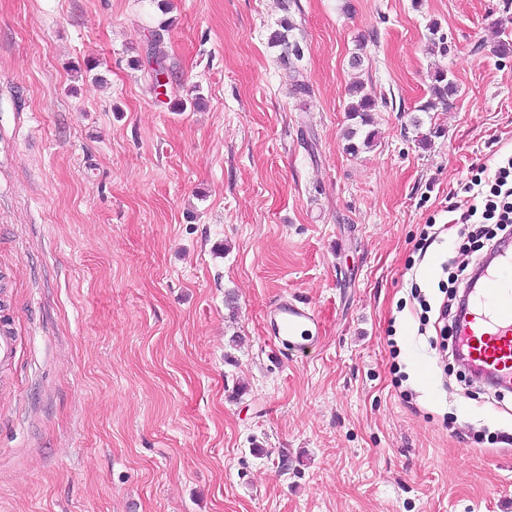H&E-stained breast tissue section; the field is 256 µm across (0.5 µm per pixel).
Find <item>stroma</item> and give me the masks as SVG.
<instances>
[{
  "mask_svg": "<svg viewBox=\"0 0 512 512\" xmlns=\"http://www.w3.org/2000/svg\"><path fill=\"white\" fill-rule=\"evenodd\" d=\"M501 40L512 0H0V512H512V387L434 347L463 187L512 153ZM432 98L420 106L422 112L434 111L437 103L449 101L458 91L457 83L449 76L447 70L436 71L432 77ZM347 95L351 99L347 105L350 119L359 118L361 126H370L373 122L371 112H374L376 108L375 98L365 91L364 84L361 82L352 85L348 89ZM269 333L274 343L287 344L292 350L303 353L308 341L321 331L319 313L309 303L280 297L267 310Z\"/></svg>",
  "mask_w": 512,
  "mask_h": 512,
  "instance_id": "35a3bbf8",
  "label": "stroma"
}]
</instances>
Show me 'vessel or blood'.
I'll return each mask as SVG.
<instances>
[{"label":"vessel or blood","instance_id":"vessel-or-blood-1","mask_svg":"<svg viewBox=\"0 0 512 512\" xmlns=\"http://www.w3.org/2000/svg\"><path fill=\"white\" fill-rule=\"evenodd\" d=\"M274 342L304 352L321 331L309 303L280 297L267 310ZM458 340L480 371L504 387L512 386V247L498 249L469 296Z\"/></svg>","mask_w":512,"mask_h":512}]
</instances>
